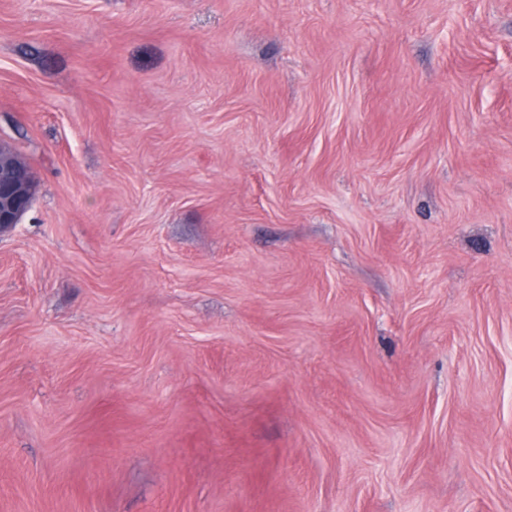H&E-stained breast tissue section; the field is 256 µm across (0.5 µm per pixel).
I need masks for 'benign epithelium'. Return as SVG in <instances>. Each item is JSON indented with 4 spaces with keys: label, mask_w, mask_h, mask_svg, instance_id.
<instances>
[{
    "label": "benign epithelium",
    "mask_w": 512,
    "mask_h": 512,
    "mask_svg": "<svg viewBox=\"0 0 512 512\" xmlns=\"http://www.w3.org/2000/svg\"><path fill=\"white\" fill-rule=\"evenodd\" d=\"M35 182L24 169L13 146L0 139V229L19 223L29 210Z\"/></svg>",
    "instance_id": "benign-epithelium-1"
}]
</instances>
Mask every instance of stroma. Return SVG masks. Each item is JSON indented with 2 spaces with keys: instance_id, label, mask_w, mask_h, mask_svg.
Segmentation results:
<instances>
[{
  "instance_id": "obj_1",
  "label": "stroma",
  "mask_w": 512,
  "mask_h": 512,
  "mask_svg": "<svg viewBox=\"0 0 512 512\" xmlns=\"http://www.w3.org/2000/svg\"><path fill=\"white\" fill-rule=\"evenodd\" d=\"M0 512H512V0H0ZM35 182L24 169L13 146L0 139V229L19 224L29 210Z\"/></svg>"
}]
</instances>
